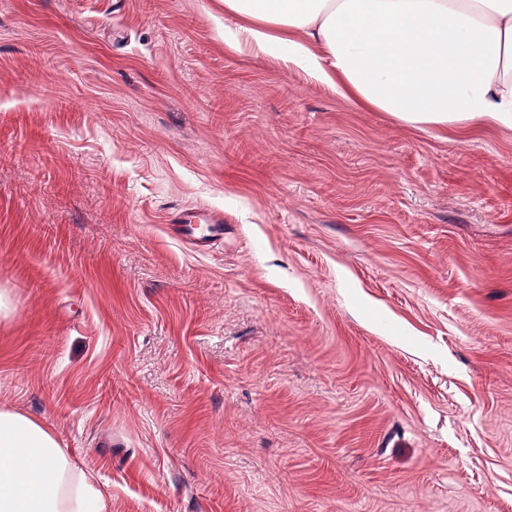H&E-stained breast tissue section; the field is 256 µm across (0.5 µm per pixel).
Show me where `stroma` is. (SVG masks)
<instances>
[{
	"mask_svg": "<svg viewBox=\"0 0 512 512\" xmlns=\"http://www.w3.org/2000/svg\"><path fill=\"white\" fill-rule=\"evenodd\" d=\"M0 293V409L108 512H512V131L232 52L224 0H0ZM172 230L175 240L193 246L197 252L206 253L224 237V218L205 207H189L174 216Z\"/></svg>",
	"mask_w": 512,
	"mask_h": 512,
	"instance_id": "obj_1",
	"label": "stroma"
}]
</instances>
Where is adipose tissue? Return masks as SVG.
Wrapping results in <instances>:
<instances>
[{"instance_id":"1","label":"adipose tissue","mask_w":512,"mask_h":512,"mask_svg":"<svg viewBox=\"0 0 512 512\" xmlns=\"http://www.w3.org/2000/svg\"><path fill=\"white\" fill-rule=\"evenodd\" d=\"M224 43L420 130H512V0H224ZM55 438L0 410V512H106Z\"/></svg>"}]
</instances>
